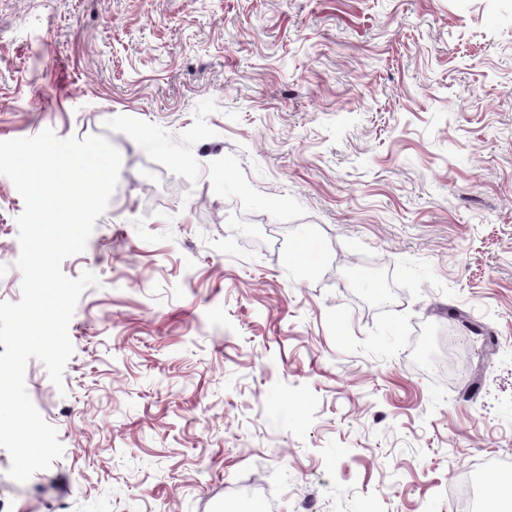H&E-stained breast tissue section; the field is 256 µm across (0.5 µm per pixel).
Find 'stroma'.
<instances>
[{
    "label": "stroma",
    "mask_w": 512,
    "mask_h": 512,
    "mask_svg": "<svg viewBox=\"0 0 512 512\" xmlns=\"http://www.w3.org/2000/svg\"><path fill=\"white\" fill-rule=\"evenodd\" d=\"M47 128L122 165L63 385L25 372L65 452L0 448V512L512 482V0H0V141ZM23 207L0 175V301Z\"/></svg>",
    "instance_id": "stroma-1"
}]
</instances>
